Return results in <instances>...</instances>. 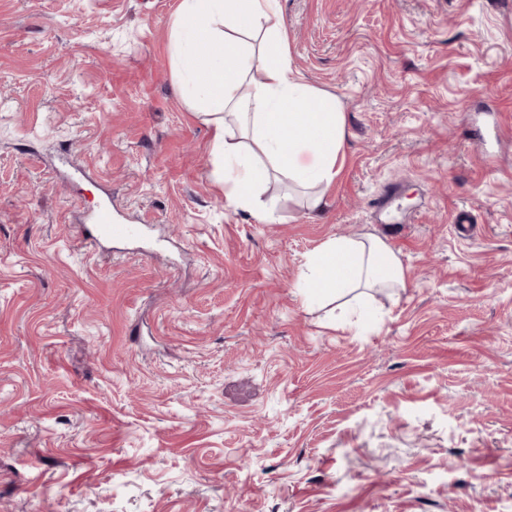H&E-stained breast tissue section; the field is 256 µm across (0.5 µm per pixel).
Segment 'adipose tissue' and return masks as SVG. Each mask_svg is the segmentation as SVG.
<instances>
[{"mask_svg":"<svg viewBox=\"0 0 512 512\" xmlns=\"http://www.w3.org/2000/svg\"><path fill=\"white\" fill-rule=\"evenodd\" d=\"M213 43L222 55L212 54ZM169 52L178 93L213 130L211 154L227 205L267 220L260 190L282 175L309 188V210H322L321 189L340 173L345 117L335 96L294 71L280 0H180ZM306 153L311 162H303ZM405 282L399 258L379 237H336L310 256L302 296L311 304Z\"/></svg>","mask_w":512,"mask_h":512,"instance_id":"obj_1","label":"adipose tissue"}]
</instances>
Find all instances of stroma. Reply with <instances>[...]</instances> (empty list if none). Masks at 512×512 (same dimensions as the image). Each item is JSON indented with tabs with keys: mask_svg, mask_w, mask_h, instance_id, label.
I'll return each instance as SVG.
<instances>
[{
	"mask_svg": "<svg viewBox=\"0 0 512 512\" xmlns=\"http://www.w3.org/2000/svg\"><path fill=\"white\" fill-rule=\"evenodd\" d=\"M178 3L0 0V512H512V0H280L347 138L265 222L176 92ZM103 200L153 254L82 243ZM367 233L406 286L355 336L299 284Z\"/></svg>",
	"mask_w": 512,
	"mask_h": 512,
	"instance_id": "obj_1",
	"label": "stroma"
}]
</instances>
